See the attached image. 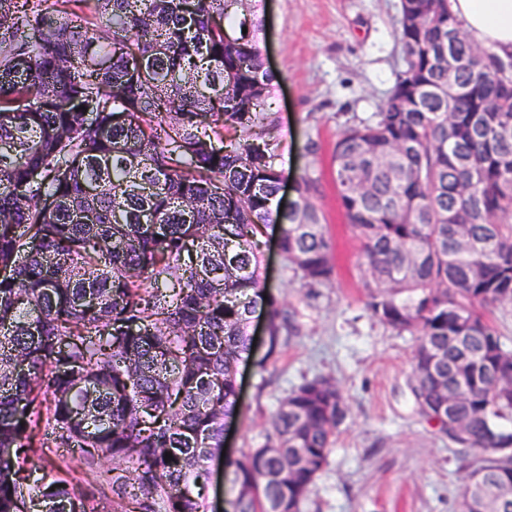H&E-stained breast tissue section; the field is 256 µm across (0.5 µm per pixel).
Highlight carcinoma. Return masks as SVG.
<instances>
[{"label": "carcinoma", "instance_id": "1", "mask_svg": "<svg viewBox=\"0 0 512 512\" xmlns=\"http://www.w3.org/2000/svg\"><path fill=\"white\" fill-rule=\"evenodd\" d=\"M45 2L0 0V512H208L238 366L292 340L260 238L279 231L309 288L333 274L317 181L279 212L275 76L245 0ZM397 35L385 102L336 139L337 196L367 310L415 337L417 412L484 452L463 512H512V350L481 313L512 303V58L448 0H401ZM345 418L332 379L303 380L226 464L234 512H301ZM34 430L80 450L85 487L62 459L21 474Z\"/></svg>", "mask_w": 512, "mask_h": 512}]
</instances>
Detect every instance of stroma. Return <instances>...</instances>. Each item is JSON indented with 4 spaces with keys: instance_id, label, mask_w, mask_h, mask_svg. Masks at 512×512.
I'll return each instance as SVG.
<instances>
[{
    "instance_id": "1",
    "label": "stroma",
    "mask_w": 512,
    "mask_h": 512,
    "mask_svg": "<svg viewBox=\"0 0 512 512\" xmlns=\"http://www.w3.org/2000/svg\"><path fill=\"white\" fill-rule=\"evenodd\" d=\"M400 0H258L259 45L276 77L275 163L284 200L313 173L316 204L334 243L327 285L303 287L286 266L276 232L262 238V279L294 315L295 336L260 373L240 365L241 420L225 451L262 445L280 401L304 379H333L346 418L302 512H461L462 492L480 452L460 448L415 411L412 336L396 335L365 306L360 243L346 223L334 182L333 148L347 126L377 111L400 69L394 36Z\"/></svg>"
}]
</instances>
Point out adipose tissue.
<instances>
[{"label": "adipose tissue", "instance_id": "1", "mask_svg": "<svg viewBox=\"0 0 512 512\" xmlns=\"http://www.w3.org/2000/svg\"><path fill=\"white\" fill-rule=\"evenodd\" d=\"M449 9L476 43L512 56V0H448Z\"/></svg>", "mask_w": 512, "mask_h": 512}]
</instances>
